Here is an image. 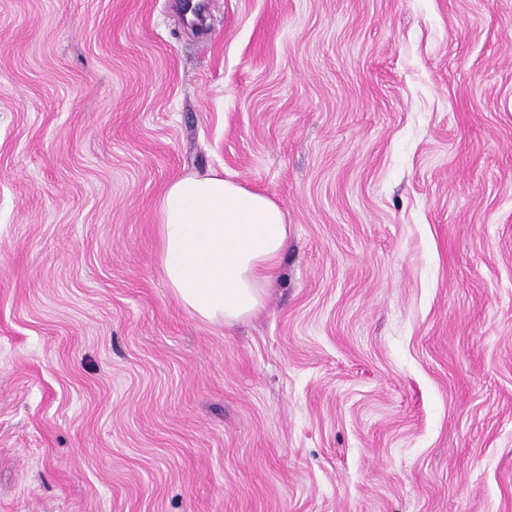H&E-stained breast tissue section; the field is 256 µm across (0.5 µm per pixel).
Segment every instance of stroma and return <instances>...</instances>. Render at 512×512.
Masks as SVG:
<instances>
[{
  "label": "stroma",
  "instance_id": "35a3bbf8",
  "mask_svg": "<svg viewBox=\"0 0 512 512\" xmlns=\"http://www.w3.org/2000/svg\"><path fill=\"white\" fill-rule=\"evenodd\" d=\"M0 0V512H512V0ZM286 214L190 314L175 178ZM156 216L157 263L186 310L231 327L262 307L288 249L275 200L213 170L169 183Z\"/></svg>",
  "mask_w": 512,
  "mask_h": 512
}]
</instances>
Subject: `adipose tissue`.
<instances>
[{
    "instance_id": "adipose-tissue-1",
    "label": "adipose tissue",
    "mask_w": 512,
    "mask_h": 512,
    "mask_svg": "<svg viewBox=\"0 0 512 512\" xmlns=\"http://www.w3.org/2000/svg\"><path fill=\"white\" fill-rule=\"evenodd\" d=\"M156 216L157 263L186 310L231 327L262 307L288 249L275 200L213 170L169 183Z\"/></svg>"
}]
</instances>
